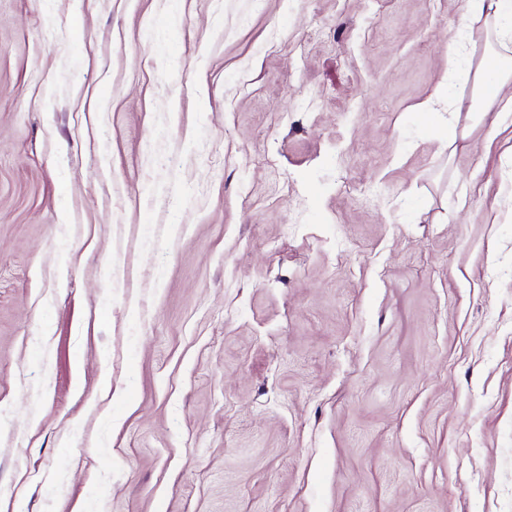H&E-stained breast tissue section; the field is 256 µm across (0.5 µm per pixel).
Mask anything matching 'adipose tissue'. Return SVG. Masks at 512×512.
I'll return each instance as SVG.
<instances>
[{"instance_id": "obj_1", "label": "adipose tissue", "mask_w": 512, "mask_h": 512, "mask_svg": "<svg viewBox=\"0 0 512 512\" xmlns=\"http://www.w3.org/2000/svg\"><path fill=\"white\" fill-rule=\"evenodd\" d=\"M459 91L469 92L472 111L512 112V64L496 59L494 66H477L472 82H459Z\"/></svg>"}]
</instances>
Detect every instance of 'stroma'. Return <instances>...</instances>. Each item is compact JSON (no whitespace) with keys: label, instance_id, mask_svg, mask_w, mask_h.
<instances>
[{"label":"stroma","instance_id":"stroma-1","mask_svg":"<svg viewBox=\"0 0 512 512\" xmlns=\"http://www.w3.org/2000/svg\"><path fill=\"white\" fill-rule=\"evenodd\" d=\"M464 6L0 0V512H512V117L416 110Z\"/></svg>","mask_w":512,"mask_h":512}]
</instances>
